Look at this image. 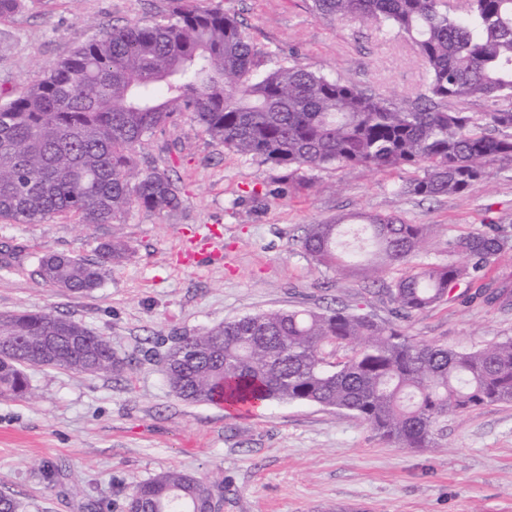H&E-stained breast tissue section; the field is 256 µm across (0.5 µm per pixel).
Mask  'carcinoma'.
I'll return each mask as SVG.
<instances>
[{
    "mask_svg": "<svg viewBox=\"0 0 512 512\" xmlns=\"http://www.w3.org/2000/svg\"><path fill=\"white\" fill-rule=\"evenodd\" d=\"M34 0H0V24ZM317 15L380 20L423 61L425 92L397 105L358 85L285 58L264 68L243 24L221 5L168 0L160 19L114 26L77 46L39 82L0 99V223L121 224L133 208H178L180 191L156 168L136 171L145 137L190 112L224 148L284 171L266 195L309 187L329 166L412 168L404 190L434 199L471 192L487 165L512 159V109L448 108L469 98L512 99V0H311ZM426 224L374 217L367 224H311L301 240L316 264L374 274L410 262ZM512 239L491 224L448 238V260L420 263L384 289L393 320L343 309L246 314L192 336L165 354L163 376L180 399L250 410L307 402L353 413L398 448L441 447L450 415L512 403V337L471 351L418 343L400 322L486 278ZM129 247L115 238L93 261L40 258V279L72 293L101 287ZM50 336H62L52 357ZM67 336H79L74 347ZM0 396L31 393L25 369L116 373L127 361L112 343L49 311L0 314ZM219 486L180 471L137 484L125 508L208 512Z\"/></svg>",
    "mask_w": 512,
    "mask_h": 512,
    "instance_id": "cac0c4a2",
    "label": "carcinoma"
}]
</instances>
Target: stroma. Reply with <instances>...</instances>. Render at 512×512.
Segmentation results:
<instances>
[{
    "label": "stroma",
    "mask_w": 512,
    "mask_h": 512,
    "mask_svg": "<svg viewBox=\"0 0 512 512\" xmlns=\"http://www.w3.org/2000/svg\"><path fill=\"white\" fill-rule=\"evenodd\" d=\"M310 0H223L268 64L293 56L396 102L424 89L413 46L376 21L322 19ZM166 0H49L0 25V92L36 82L79 44L115 25L158 19ZM142 168L164 171L182 204L133 209L120 226L65 219L0 223V313L46 310L108 337L124 371H30L32 393L0 396V494L20 512H124L136 484L177 469L223 488V512H512V404L449 417L444 446L395 448L355 415L294 402L248 412L177 398L144 360L175 338L254 312L342 308L388 321L392 305L361 275L336 276L301 250L308 225L360 215L426 224L422 262L448 258V238L496 224L512 235V160L461 196L401 193L409 173L361 166L312 172L311 188L283 198L265 189L281 171L211 139L184 114L144 139ZM217 231L219 259L186 265L179 252ZM129 246L101 288L46 286L38 258H94L113 236ZM466 286L402 326L423 343L459 351L512 336V305L470 300Z\"/></svg>",
    "instance_id": "35a3bbf8"
}]
</instances>
